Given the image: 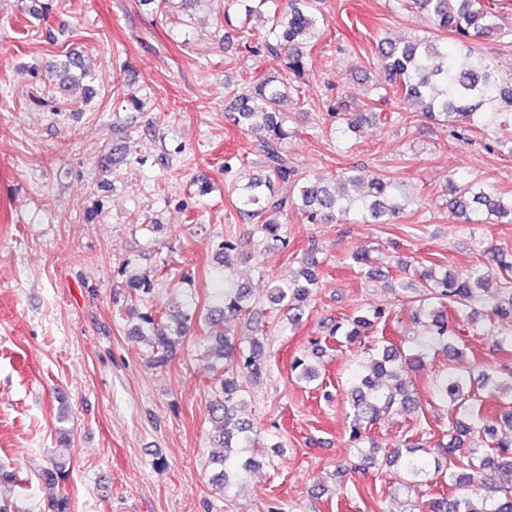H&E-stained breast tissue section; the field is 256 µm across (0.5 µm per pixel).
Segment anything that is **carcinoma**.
<instances>
[{"instance_id": "1", "label": "carcinoma", "mask_w": 512, "mask_h": 512, "mask_svg": "<svg viewBox=\"0 0 512 512\" xmlns=\"http://www.w3.org/2000/svg\"><path fill=\"white\" fill-rule=\"evenodd\" d=\"M402 8L414 5L429 14L436 27L454 37L458 50L448 53V46L432 40L401 45L386 40L378 46L380 59L379 88L384 96L396 100L397 113L391 119H404V112L421 104V112L449 127V136L460 140L470 132L486 134L503 112H512V78L495 73L491 64L477 50L476 42L505 29V17L495 0H400ZM273 13L267 30L268 54L282 59L283 73L278 78L267 74L249 77L234 95L233 120L242 130L257 129L264 136L257 140L260 153L256 174L235 187L236 210L253 221L268 250L288 247V225L279 221L288 212L298 211L311 224H328L336 212L351 209L374 220L388 217L393 221L404 210L398 186L382 174L368 180L345 176L338 188L319 178L303 174L288 161L283 144L289 137L286 118L280 111L285 89L297 82L311 68L307 48L319 37L316 0H289L281 7L279 0H261ZM82 70V62L66 55L59 82L52 92L63 99L68 83L79 81L73 69ZM280 185L277 190L274 185ZM453 192L452 209L469 224L482 219L512 218V195L505 197L483 180H449ZM240 238L228 232L217 247V260L224 265V285L216 289L217 303L200 316L205 335L213 341V355L224 365L218 379L217 397L210 401L208 416L213 425L212 444L222 449L212 456L220 470L212 477V486L224 495L257 466L247 449L255 447L254 426L241 416L245 383L260 378L269 365L262 341L254 339L245 348L234 342L228 328L231 323L251 315V292L227 273L234 259L241 255ZM491 263H479L461 272L437 273L429 268L420 272L425 289L414 314L424 327L421 338L413 342V354L383 339L367 349V362L355 371L346 390L351 417L349 440L358 449L360 470L376 463L377 445L365 451L360 444L368 438L367 430L384 416L401 408H417L414 393L403 375L436 352L451 357V364L438 371L433 379V393L447 404L448 431L433 441L401 448L396 444L384 451L386 462L399 468L405 476L403 487L426 499V512H512V365L488 373L474 372L464 365L465 353L459 347L455 329L449 325L447 312L463 320L481 316L486 320L512 319V251L489 247ZM317 261L313 250L303 253L293 280L277 284L268 295L274 306L288 312V323H299L305 308L319 288ZM130 296L143 304L134 330L148 336L153 347L151 362L160 368L169 362L175 348L174 338L184 333L193 314L182 304L156 313L145 305L156 284L146 278L127 280ZM390 310L377 307L347 315L336 322L330 336L362 343L375 328L389 329ZM291 370L300 381L319 377V367L306 357H296ZM507 395L509 406L492 417L484 410L485 398ZM439 454L457 462L448 471V486L475 489V496L452 499L430 494L431 485L426 456ZM498 472L487 481L486 473Z\"/></svg>"}]
</instances>
